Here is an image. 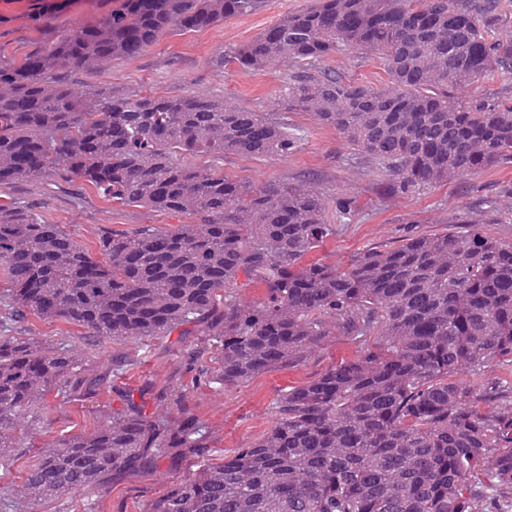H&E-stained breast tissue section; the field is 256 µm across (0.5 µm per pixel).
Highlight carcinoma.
<instances>
[{
  "label": "carcinoma",
  "mask_w": 512,
  "mask_h": 512,
  "mask_svg": "<svg viewBox=\"0 0 512 512\" xmlns=\"http://www.w3.org/2000/svg\"><path fill=\"white\" fill-rule=\"evenodd\" d=\"M263 3L123 0L0 67V186L61 168L114 201L194 218L175 231L108 236L97 260L59 225L1 204L10 287L0 312L14 322L36 312L113 341L201 327L220 339L213 362L226 386L299 358L324 335V314L358 319L377 341L280 395L274 427L220 464L186 394H159L152 413L128 394L110 425L42 452L20 496L38 503L193 458L197 469L142 512H477L480 501L512 512V399L483 415L473 389L454 380L512 360V243L474 223L366 250L344 268L308 261L330 232L315 186H255L184 162L287 157L297 140L282 112L336 129L379 161L400 195L512 158V106L455 95L512 73V42L488 39L497 0H314L233 51L245 70L299 66L268 110L194 93L118 97L56 79ZM344 48L374 54L388 83L309 72ZM249 274L267 294L241 305L227 290ZM81 382L69 348L0 335V467L13 448L4 426Z\"/></svg>",
  "instance_id": "obj_1"
}]
</instances>
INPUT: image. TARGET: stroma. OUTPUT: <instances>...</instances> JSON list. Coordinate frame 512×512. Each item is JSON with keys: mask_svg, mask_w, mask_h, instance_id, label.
Returning <instances> with one entry per match:
<instances>
[{"mask_svg": "<svg viewBox=\"0 0 512 512\" xmlns=\"http://www.w3.org/2000/svg\"><path fill=\"white\" fill-rule=\"evenodd\" d=\"M51 2L0 0V64L20 62L59 31L92 22L115 6L114 0H68L55 9ZM310 3L265 0L256 13L198 31H169L138 56L112 61L91 72L71 70L60 79L79 88L108 84L116 96L180 97L193 92L244 107L270 105L280 97L293 66L282 63L246 71L231 62L230 56L283 15ZM314 70L377 86L387 80L375 59L351 49L326 57ZM286 121L289 132L299 140L288 157L216 154L196 158L195 163L229 180L257 186L312 183L322 195L330 226L323 243L311 252L312 260L342 268L364 250L390 249L421 234L460 232L470 223L482 224L500 241L512 243V160H501L477 174L413 195H394L385 188V169L355 151L336 129L320 125L306 112L287 113ZM342 199L349 200L348 209L338 208ZM0 202L38 221L60 225L93 254L103 237L132 234L145 226L172 231L190 221L186 215L110 201L82 179L59 169L0 187ZM322 321L324 336L300 358L237 386L225 385L216 371L209 369L201 378L189 369L188 359L193 355L199 364L208 366L217 347L216 339L209 336L94 341L78 325L34 314L10 324L11 335L32 337L47 347H70L83 375L100 379L101 384L93 391H51L35 410L21 414L8 431L14 449L9 464L0 469V493L20 491L28 469L57 439L109 425L113 410L123 405V393H138L148 383L186 392L193 414L206 428L213 461L233 455L272 428L273 407L281 394L358 357L375 341L374 336L348 329L336 315H323ZM118 353L129 356L132 363L115 375L112 357ZM461 380L476 391L477 410L492 414L502 396L512 394V362L489 361L477 373L462 374ZM178 475L162 468L106 489H85L36 506L24 501L20 512H141Z\"/></svg>", "mask_w": 512, "mask_h": 512, "instance_id": "stroma-1", "label": "stroma"}]
</instances>
